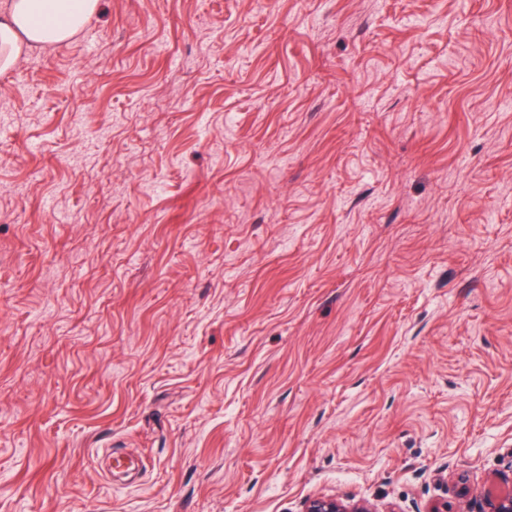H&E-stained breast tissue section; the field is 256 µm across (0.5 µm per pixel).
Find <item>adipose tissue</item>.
<instances>
[{
    "label": "adipose tissue",
    "mask_w": 512,
    "mask_h": 512,
    "mask_svg": "<svg viewBox=\"0 0 512 512\" xmlns=\"http://www.w3.org/2000/svg\"><path fill=\"white\" fill-rule=\"evenodd\" d=\"M101 0H0V73L36 47L60 45L98 14Z\"/></svg>",
    "instance_id": "obj_1"
}]
</instances>
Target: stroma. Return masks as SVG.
Segmentation results:
<instances>
[{"mask_svg": "<svg viewBox=\"0 0 512 512\" xmlns=\"http://www.w3.org/2000/svg\"><path fill=\"white\" fill-rule=\"evenodd\" d=\"M509 469L512 0H102L0 74V512Z\"/></svg>", "mask_w": 512, "mask_h": 512, "instance_id": "obj_1", "label": "stroma"}]
</instances>
